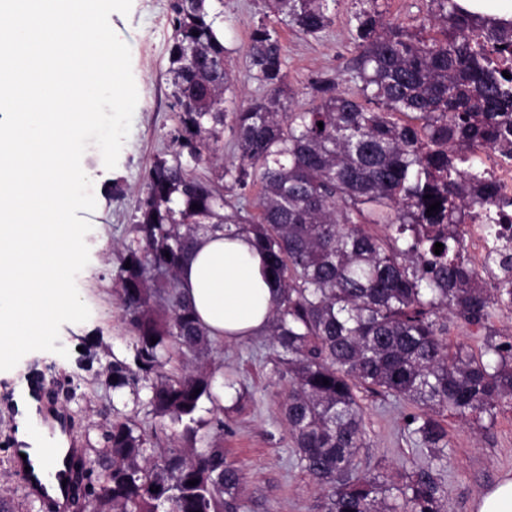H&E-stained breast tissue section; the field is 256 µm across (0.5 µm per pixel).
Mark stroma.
I'll list each match as a JSON object with an SVG mask.
<instances>
[{
	"label": "stroma",
	"instance_id": "stroma-1",
	"mask_svg": "<svg viewBox=\"0 0 512 512\" xmlns=\"http://www.w3.org/2000/svg\"><path fill=\"white\" fill-rule=\"evenodd\" d=\"M172 0H133L129 14L114 13L110 25L123 34L131 51V67L138 103L131 132L114 169H106L98 154H84L82 168L92 182L96 208L87 213L92 225L86 237L90 261L76 286L90 309L83 323L62 325L59 343L68 357L52 352L26 354L15 368L0 373V468L13 465L16 427L9 414L22 380L32 374L48 382L55 404L71 417L78 447L98 442L105 424L129 418L146 432L159 423L147 416L132 398L113 401L105 383L113 357L129 356L134 338L128 332L116 294V275L131 238L142 177L155 158L172 149L171 138L179 124L171 104L168 73L169 23ZM356 0H339L332 27L322 37H305L288 27L280 34L286 54L287 81L296 96L294 107L307 103L301 90L318 73L335 78L339 90L353 93V67L358 51L349 35L348 20ZM220 12L228 65L238 78V91L254 95L256 85L246 69V47L254 21L266 11L264 0H214ZM200 364L232 377L244 397L234 408L221 411L223 433H215L209 409H202L199 430L205 439L223 448L228 462L244 474L241 498L244 512H326L325 493L296 466L288 426L280 405L288 394L275 364L271 338L255 336L240 342L213 344ZM366 446L355 459L359 474L397 473L402 467H428L425 450L416 447L407 420L416 409L394 397L361 394ZM441 422L448 431L450 455L436 475L448 499L447 512H473V503L501 477L512 474V403L504 404L494 425L477 429L447 415Z\"/></svg>",
	"mask_w": 512,
	"mask_h": 512
}]
</instances>
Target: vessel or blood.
Masks as SVG:
<instances>
[{"instance_id": "1", "label": "vessel or blood", "mask_w": 512, "mask_h": 512, "mask_svg": "<svg viewBox=\"0 0 512 512\" xmlns=\"http://www.w3.org/2000/svg\"><path fill=\"white\" fill-rule=\"evenodd\" d=\"M44 425L46 430L39 445L23 442L18 446L19 452L26 456L27 466L21 478L50 512H68L74 495L73 459L70 454L61 453L60 448L62 438L70 434L69 426L60 412L45 420Z\"/></svg>"}]
</instances>
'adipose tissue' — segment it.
<instances>
[{"label": "adipose tissue", "mask_w": 512, "mask_h": 512, "mask_svg": "<svg viewBox=\"0 0 512 512\" xmlns=\"http://www.w3.org/2000/svg\"><path fill=\"white\" fill-rule=\"evenodd\" d=\"M179 281L212 340L241 341L267 330L278 288L248 237L220 230L197 235Z\"/></svg>", "instance_id": "ef3b65f1"}]
</instances>
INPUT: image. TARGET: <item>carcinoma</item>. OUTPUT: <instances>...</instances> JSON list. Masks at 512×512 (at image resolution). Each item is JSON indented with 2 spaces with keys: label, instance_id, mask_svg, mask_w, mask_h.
Returning <instances> with one entry per match:
<instances>
[{
  "label": "carcinoma",
  "instance_id": "obj_1",
  "mask_svg": "<svg viewBox=\"0 0 512 512\" xmlns=\"http://www.w3.org/2000/svg\"><path fill=\"white\" fill-rule=\"evenodd\" d=\"M210 2L171 7L168 73L179 127L171 158L145 171L135 236L116 275L134 343L131 359L109 364L112 398L147 390L148 413L182 426L179 437L195 447L201 405L219 396L211 371L165 370L170 348L202 353L210 345L179 292V268L202 231L246 235L280 284L268 330L288 379L281 413L298 464L327 489L326 512H446L429 468L399 481L354 474L366 438L357 389L416 406L410 436L440 467L448 432L439 416L484 428L512 401V340H496L490 322L494 311L512 310V240L492 224L505 203L470 155L481 146L512 159V78L491 64L512 56V18L425 0L411 29L386 18L379 0H358L348 20L358 92L319 73L302 91L309 106L295 110L276 25L317 39L334 23L337 0H267L246 50L261 94L245 105ZM226 130L233 156L197 176L182 158L211 161L203 149ZM435 202L440 208L427 215ZM474 212L493 235L487 261L501 272L493 285L465 263L454 234ZM453 319L483 336V354L448 343ZM147 443L131 420L110 423L102 446L79 463L89 512L241 508L244 475L223 449L153 456Z\"/></svg>",
  "mask_w": 512,
  "mask_h": 512
}]
</instances>
